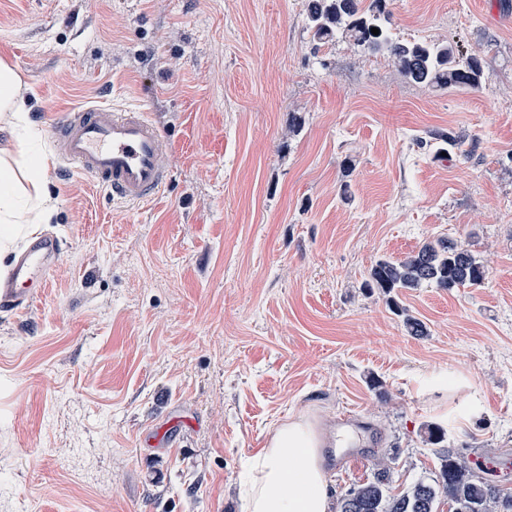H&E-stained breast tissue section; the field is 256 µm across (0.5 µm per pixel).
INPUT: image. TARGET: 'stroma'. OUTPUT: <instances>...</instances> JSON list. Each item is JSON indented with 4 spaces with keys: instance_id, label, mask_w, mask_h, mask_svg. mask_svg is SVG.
<instances>
[{
    "instance_id": "1",
    "label": "stroma",
    "mask_w": 512,
    "mask_h": 512,
    "mask_svg": "<svg viewBox=\"0 0 512 512\" xmlns=\"http://www.w3.org/2000/svg\"><path fill=\"white\" fill-rule=\"evenodd\" d=\"M306 2L0 0L57 201L39 231L63 242L34 305L0 313V512H240L244 457L297 417L366 450L333 497L380 459L397 493L434 476L443 414L512 491V0H388L394 39L483 57L481 88L437 92L315 46ZM99 103L170 140L154 200L57 164L56 111ZM448 128L446 155L418 145ZM439 238L486 278L400 293L418 338L361 284Z\"/></svg>"
}]
</instances>
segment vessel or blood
Segmentation results:
<instances>
[{
    "label": "vessel or blood",
    "instance_id": "b4317fda",
    "mask_svg": "<svg viewBox=\"0 0 512 512\" xmlns=\"http://www.w3.org/2000/svg\"><path fill=\"white\" fill-rule=\"evenodd\" d=\"M51 135L58 161L89 176L113 202H148L169 178L171 145L142 110L76 108L52 122ZM60 251L56 237H33L7 274L0 276V307L14 312L29 309L46 287Z\"/></svg>",
    "mask_w": 512,
    "mask_h": 512
}]
</instances>
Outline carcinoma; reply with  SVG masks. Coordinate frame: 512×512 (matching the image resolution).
<instances>
[{
	"instance_id": "obj_1",
	"label": "carcinoma",
	"mask_w": 512,
	"mask_h": 512,
	"mask_svg": "<svg viewBox=\"0 0 512 512\" xmlns=\"http://www.w3.org/2000/svg\"><path fill=\"white\" fill-rule=\"evenodd\" d=\"M388 24L386 0H370L367 6L362 0H308L306 28L319 45L342 35L365 54L387 57L405 81L432 90L482 86L484 66L477 56L460 58L458 46L448 41H396ZM373 27L379 34L371 33ZM484 279V265L469 250L438 239L400 259L376 261L361 287L384 295L411 335L426 336L425 324L397 305L401 291L423 286L453 290L478 286ZM438 460L433 478L421 479L398 494L392 493L388 465L377 463L371 480L337 500L336 512H437L443 499L450 512H512V493L479 477L455 449L444 447Z\"/></svg>"
}]
</instances>
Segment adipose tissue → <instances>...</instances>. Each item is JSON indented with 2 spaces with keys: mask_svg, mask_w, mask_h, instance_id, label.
<instances>
[{
  "mask_svg": "<svg viewBox=\"0 0 512 512\" xmlns=\"http://www.w3.org/2000/svg\"><path fill=\"white\" fill-rule=\"evenodd\" d=\"M0 123L15 150L0 162V261L35 225L49 223L56 202L42 184L41 132L28 115L14 68L0 61ZM242 512H330L331 493L311 426L278 428L264 448L246 456L238 488Z\"/></svg>",
  "mask_w": 512,
  "mask_h": 512,
  "instance_id": "ef3b65f1",
  "label": "adipose tissue"
}]
</instances>
